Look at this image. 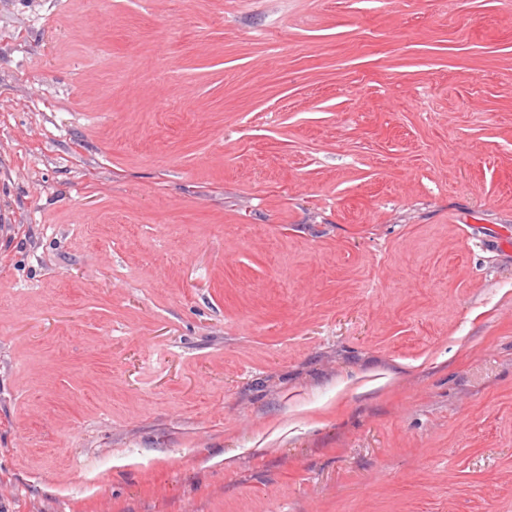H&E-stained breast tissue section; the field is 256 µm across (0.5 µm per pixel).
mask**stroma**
Here are the masks:
<instances>
[{"label":"stroma","instance_id":"1","mask_svg":"<svg viewBox=\"0 0 512 512\" xmlns=\"http://www.w3.org/2000/svg\"><path fill=\"white\" fill-rule=\"evenodd\" d=\"M0 512H512V0H0Z\"/></svg>","mask_w":512,"mask_h":512}]
</instances>
